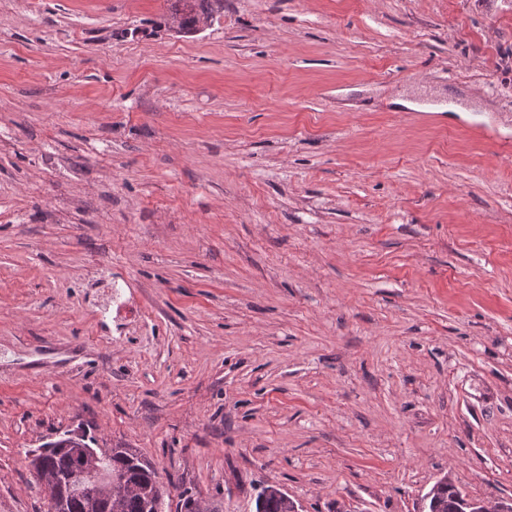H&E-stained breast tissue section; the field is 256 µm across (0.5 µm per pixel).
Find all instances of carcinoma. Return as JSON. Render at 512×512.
I'll return each mask as SVG.
<instances>
[{
    "instance_id": "cac0c4a2",
    "label": "carcinoma",
    "mask_w": 512,
    "mask_h": 512,
    "mask_svg": "<svg viewBox=\"0 0 512 512\" xmlns=\"http://www.w3.org/2000/svg\"><path fill=\"white\" fill-rule=\"evenodd\" d=\"M169 17L177 24L176 33L188 37L196 33L197 19L209 18L224 11V0H168ZM99 457L96 468L84 467L86 455ZM41 469L53 476L62 496L61 512H94L93 502L101 499L113 503L112 488L105 485L107 475L125 477L130 490L118 501L117 512H222L207 506L199 507L198 499L184 490L176 503L165 500L166 491L151 463L132 448H92L84 439L70 436L50 443L36 455ZM462 492L448 478L431 489L427 512H460ZM297 503L286 498L280 489L267 486L256 500V512H294Z\"/></svg>"
}]
</instances>
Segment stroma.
<instances>
[{"label": "stroma", "instance_id": "stroma-1", "mask_svg": "<svg viewBox=\"0 0 512 512\" xmlns=\"http://www.w3.org/2000/svg\"><path fill=\"white\" fill-rule=\"evenodd\" d=\"M166 7L0 6V512L70 432L224 512L512 496V0ZM166 2H170L168 7L169 17L177 24L178 30H174L172 26H169V28L183 37L192 36L196 33L198 18L208 19L214 14L224 11L223 0H167ZM201 24L202 21L197 23L199 29ZM431 491V497L428 494ZM426 494L427 512H467L460 511V501L466 498L451 478L433 488ZM297 503L290 497L285 498L275 486L264 487L257 496L256 512H298Z\"/></svg>", "mask_w": 512, "mask_h": 512}]
</instances>
